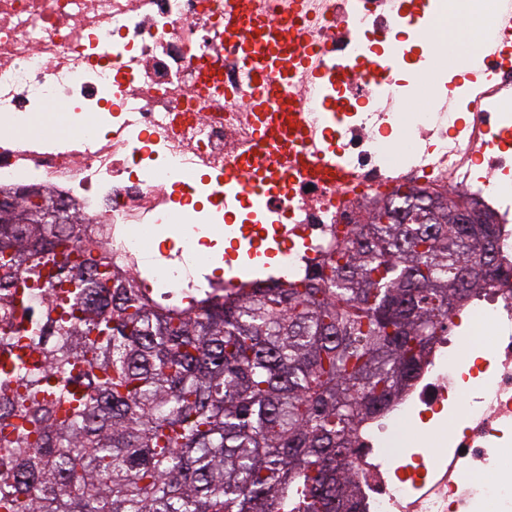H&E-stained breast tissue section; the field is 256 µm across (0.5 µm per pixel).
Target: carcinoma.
<instances>
[{
  "label": "carcinoma",
  "instance_id": "cac0c4a2",
  "mask_svg": "<svg viewBox=\"0 0 512 512\" xmlns=\"http://www.w3.org/2000/svg\"><path fill=\"white\" fill-rule=\"evenodd\" d=\"M394 196L312 275L173 300L69 215L0 223V512H357L356 422L500 267L494 225Z\"/></svg>",
  "mask_w": 512,
  "mask_h": 512
}]
</instances>
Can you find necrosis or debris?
I'll list each match as a JSON object with an SVG mask.
<instances>
[{"label": "necrosis or debris", "mask_w": 512, "mask_h": 512, "mask_svg": "<svg viewBox=\"0 0 512 512\" xmlns=\"http://www.w3.org/2000/svg\"><path fill=\"white\" fill-rule=\"evenodd\" d=\"M503 2L0 0V190L41 187L86 230L108 225L113 263L173 297L209 287L206 259L238 288L259 284L239 262L261 249L280 278L305 270L336 225L368 223L398 185L478 212L509 265L464 305L474 334L448 321L400 400L353 430L352 490L362 512H512V68L461 39L457 74L431 67L449 22L512 32ZM231 9L300 19L306 51L282 93L302 100L311 149L349 182L256 160L275 116L241 108L258 86L224 35ZM477 70L500 93L460 113L481 93ZM426 79L438 94L407 111ZM54 100L69 105L62 126L32 130ZM234 164L259 195L225 191Z\"/></svg>", "instance_id": "1"}]
</instances>
